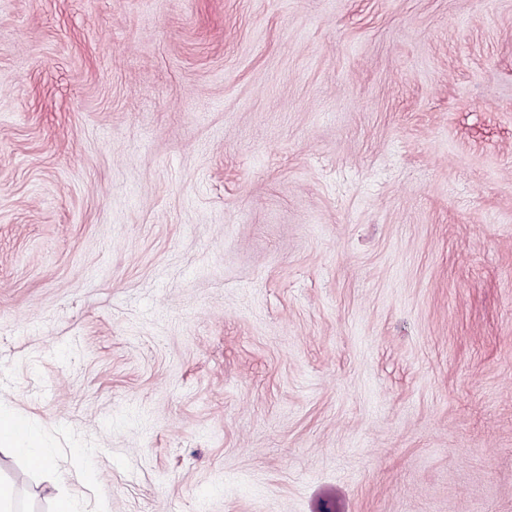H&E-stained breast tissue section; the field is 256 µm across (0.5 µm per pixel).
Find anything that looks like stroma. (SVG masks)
<instances>
[{
    "label": "stroma",
    "instance_id": "obj_1",
    "mask_svg": "<svg viewBox=\"0 0 512 512\" xmlns=\"http://www.w3.org/2000/svg\"><path fill=\"white\" fill-rule=\"evenodd\" d=\"M0 396L16 512H512V0H0ZM17 419V413L7 404L4 398L0 397V457L21 459L34 471L46 469L52 459V448L45 447L38 430L28 425L30 441L27 448L30 449L26 453H21L19 450L21 445L17 442L14 433Z\"/></svg>",
    "mask_w": 512,
    "mask_h": 512
}]
</instances>
